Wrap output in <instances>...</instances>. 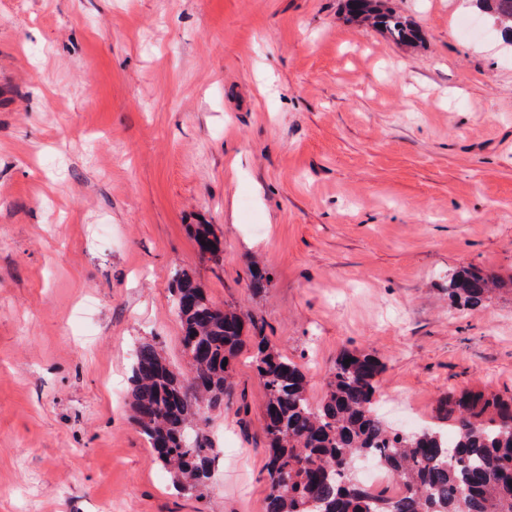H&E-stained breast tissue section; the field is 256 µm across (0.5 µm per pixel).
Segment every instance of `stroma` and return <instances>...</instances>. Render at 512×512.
I'll list each match as a JSON object with an SVG mask.
<instances>
[{
	"label": "stroma",
	"instance_id": "stroma-1",
	"mask_svg": "<svg viewBox=\"0 0 512 512\" xmlns=\"http://www.w3.org/2000/svg\"><path fill=\"white\" fill-rule=\"evenodd\" d=\"M388 4L421 42L340 0H0V512H263L248 353L199 495L133 423L136 347L188 368L178 269L313 401L345 348L384 363L398 429L454 391L512 396V293L448 300L451 271L512 278V45L473 0ZM344 10L349 22L378 27L395 42L411 44L418 38L413 24L389 10L383 0H344ZM191 233L198 250L203 255H209L215 260L219 259L224 252V242L215 234L211 225L193 224L191 225ZM201 241H205V245H202Z\"/></svg>",
	"mask_w": 512,
	"mask_h": 512
}]
</instances>
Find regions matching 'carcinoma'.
<instances>
[{
	"label": "carcinoma",
	"mask_w": 512,
	"mask_h": 512,
	"mask_svg": "<svg viewBox=\"0 0 512 512\" xmlns=\"http://www.w3.org/2000/svg\"><path fill=\"white\" fill-rule=\"evenodd\" d=\"M476 6L504 25L512 41V0H476ZM344 10L349 22L379 26L398 43L418 38L413 24L383 0H344ZM191 233L202 254L216 260L224 252L211 225L193 224ZM172 281L190 370L174 372L154 344H141L131 367V409L155 460L174 473L181 492L191 495L209 479L213 445L202 428L192 427L231 397L233 361L250 342L251 363L266 391L265 512H512V396L447 395L440 413L450 428L404 432L375 408L384 364L371 353L345 349L315 403L294 361L266 337L247 336L261 331L249 312L216 306L187 270H175ZM269 283L263 269L249 268L254 292ZM498 286L505 282L490 271H457L448 275V298L476 309ZM368 457L378 458L403 486L400 498L372 493L359 482L355 463Z\"/></svg>",
	"instance_id": "cac0c4a2"
}]
</instances>
